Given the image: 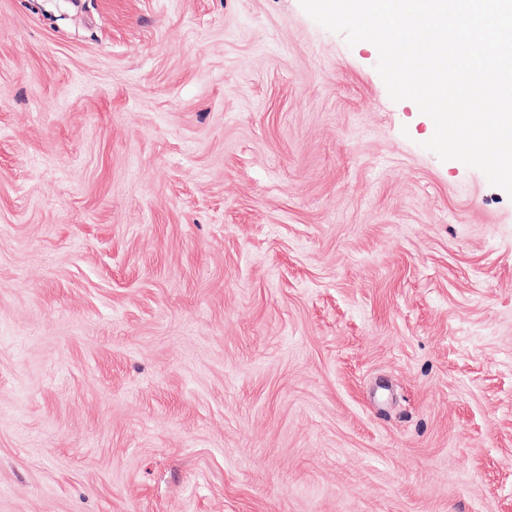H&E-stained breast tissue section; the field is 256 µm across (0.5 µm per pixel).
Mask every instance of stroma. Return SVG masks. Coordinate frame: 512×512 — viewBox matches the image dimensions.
Here are the masks:
<instances>
[{"label": "stroma", "mask_w": 512, "mask_h": 512, "mask_svg": "<svg viewBox=\"0 0 512 512\" xmlns=\"http://www.w3.org/2000/svg\"><path fill=\"white\" fill-rule=\"evenodd\" d=\"M299 0H0V512H512V196Z\"/></svg>", "instance_id": "obj_1"}]
</instances>
